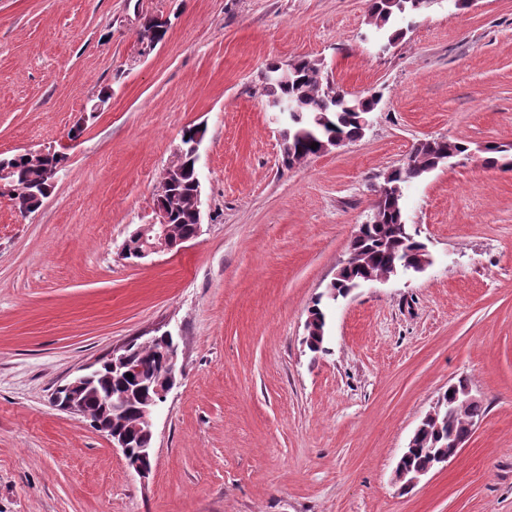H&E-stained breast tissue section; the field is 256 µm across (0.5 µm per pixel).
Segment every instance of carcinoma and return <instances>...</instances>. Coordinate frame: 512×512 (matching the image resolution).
<instances>
[{
	"instance_id": "carcinoma-1",
	"label": "carcinoma",
	"mask_w": 512,
	"mask_h": 512,
	"mask_svg": "<svg viewBox=\"0 0 512 512\" xmlns=\"http://www.w3.org/2000/svg\"><path fill=\"white\" fill-rule=\"evenodd\" d=\"M433 2L435 0H369V25L377 36L391 43L404 34L399 23L421 14ZM288 72V79L265 84L267 97L291 99L299 104V115L289 120L287 131L283 134V146L287 150L295 153L300 150L309 151L313 143L327 140L331 131L341 140L354 141L358 138L359 120L365 113L374 111L376 95L351 98L338 94L336 102L326 105L322 98L326 75L319 63L309 58L293 60L289 62ZM185 133L189 137L181 138V143L186 148L184 169L180 179L167 189L173 198L171 230L180 239L192 237L196 229L198 155L190 150V145L193 137L204 134V131L189 128ZM450 153L458 157L467 156L470 154V146L450 138L427 139L423 143H417L406 161L391 171L387 184L409 186L442 166ZM483 153L499 154L497 160L484 159L486 165L512 170L511 148L490 144L484 148ZM10 166L13 167L12 179L20 186L13 197L20 213L36 212L42 205V199L27 192L26 187L40 182V169L23 159L10 160ZM402 223L404 219L401 197L385 195V200L379 204L375 223L367 225L363 238L355 248L354 264L327 286L309 310L312 321L306 339L309 341L310 351L328 352V317L330 309L336 304L333 294H343L367 275L377 278L391 276L394 263L404 255L417 257L423 243L413 236H403L399 230ZM129 349L137 352L138 372L130 379L115 374L110 377L104 375L99 385L102 390L110 387L126 392L130 401L125 410L110 415L103 410L98 396L89 393L86 395L85 412L94 424L102 418L110 420L112 428L128 435L133 450L136 451L146 442L140 406L148 399L157 398V393L152 389L141 392L138 387L161 376V358L160 345L155 340L147 343L133 342L129 344ZM465 386L464 379L448 385L452 395L447 397V407L430 415L416 439L415 449L410 451L407 465L411 470L428 468L433 463V455L440 449L448 448V437L469 439L472 427L485 417L486 408L482 400L461 398Z\"/></svg>"
}]
</instances>
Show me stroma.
<instances>
[{
  "instance_id": "stroma-1",
  "label": "stroma",
  "mask_w": 512,
  "mask_h": 512,
  "mask_svg": "<svg viewBox=\"0 0 512 512\" xmlns=\"http://www.w3.org/2000/svg\"><path fill=\"white\" fill-rule=\"evenodd\" d=\"M368 0H0V157L68 155L41 207L0 194V512H512V171L480 155L405 193L434 262L333 307L303 342L385 173L418 140L512 145V0L433 4L388 51ZM165 21L154 46L144 19ZM321 60L381 92L357 141L285 168L262 74ZM202 226L133 262L185 128ZM171 332L183 374L130 471L56 387ZM488 413L412 488L396 464L448 385Z\"/></svg>"
}]
</instances>
